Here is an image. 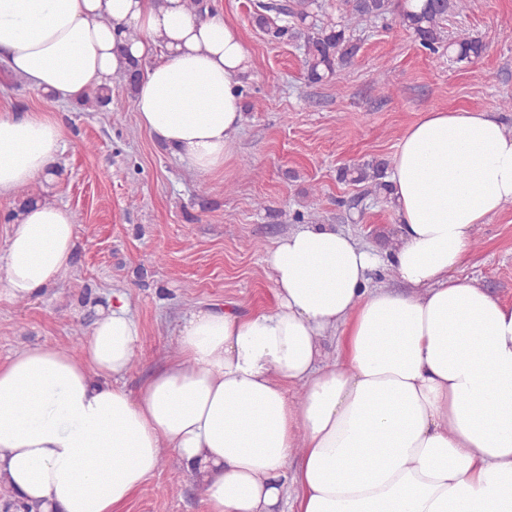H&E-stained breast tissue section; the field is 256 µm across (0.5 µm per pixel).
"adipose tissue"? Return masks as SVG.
Returning <instances> with one entry per match:
<instances>
[{
  "label": "adipose tissue",
  "mask_w": 512,
  "mask_h": 512,
  "mask_svg": "<svg viewBox=\"0 0 512 512\" xmlns=\"http://www.w3.org/2000/svg\"><path fill=\"white\" fill-rule=\"evenodd\" d=\"M135 62L141 127L196 172L223 167L252 62L221 13L198 19L185 0H0V64L33 91L72 104ZM65 150L57 118L0 113V301L37 298L71 267L74 214L24 202ZM388 180L396 248L297 226L268 253L273 307L184 313L175 354L137 390L122 384L142 342L124 292L78 352L41 345L0 364L12 500L117 512L169 452L206 512H512V305L455 275L475 226L512 202V132L488 110L426 113ZM385 271L405 291L382 284Z\"/></svg>",
  "instance_id": "ef3b65f1"
}]
</instances>
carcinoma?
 <instances>
[{"label": "carcinoma", "instance_id": "1", "mask_svg": "<svg viewBox=\"0 0 512 512\" xmlns=\"http://www.w3.org/2000/svg\"><path fill=\"white\" fill-rule=\"evenodd\" d=\"M467 0H342L339 18L327 13L320 0H292L288 6L260 3L253 14L255 25L276 43L294 44L303 50V66L309 81L331 79L350 66L360 51L358 33L368 25L392 16L435 55L448 52L460 61L478 58L485 45L478 38H448L443 21L466 8ZM383 160L348 166L343 181L361 184L367 194L388 197Z\"/></svg>", "mask_w": 512, "mask_h": 512}]
</instances>
